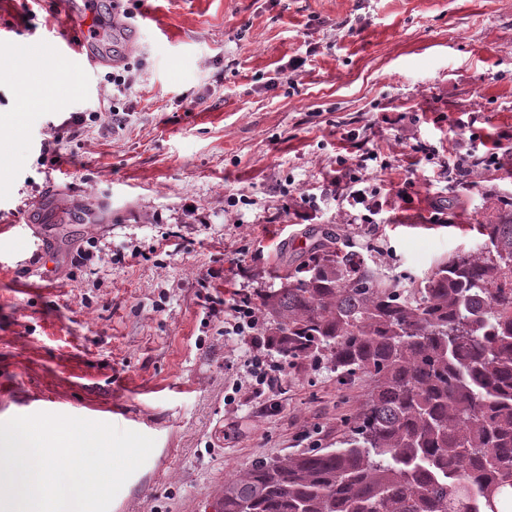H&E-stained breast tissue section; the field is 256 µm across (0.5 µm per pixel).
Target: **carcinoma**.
Here are the masks:
<instances>
[{"instance_id": "cac0c4a2", "label": "carcinoma", "mask_w": 512, "mask_h": 512, "mask_svg": "<svg viewBox=\"0 0 512 512\" xmlns=\"http://www.w3.org/2000/svg\"><path fill=\"white\" fill-rule=\"evenodd\" d=\"M423 278L315 254L267 294L271 349L367 399L332 448L261 459L220 512H503L512 503V212Z\"/></svg>"}]
</instances>
